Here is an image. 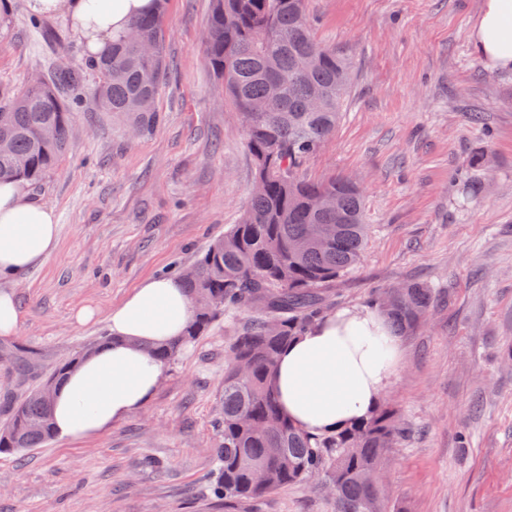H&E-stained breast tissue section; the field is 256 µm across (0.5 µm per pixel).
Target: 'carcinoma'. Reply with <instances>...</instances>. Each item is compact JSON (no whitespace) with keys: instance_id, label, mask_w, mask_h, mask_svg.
Wrapping results in <instances>:
<instances>
[{"instance_id":"1","label":"carcinoma","mask_w":512,"mask_h":512,"mask_svg":"<svg viewBox=\"0 0 512 512\" xmlns=\"http://www.w3.org/2000/svg\"><path fill=\"white\" fill-rule=\"evenodd\" d=\"M166 3L156 0L153 13L130 25L154 51L121 36L79 69L56 70L20 96L0 94V137L10 141L9 151H0V180L37 183L58 165L69 149L87 75L95 78L93 93L103 111L126 117L136 133L156 125L166 76ZM204 53L235 108L252 114L247 147L261 188L250 192L240 221L198 256L193 276L182 277L194 317L184 336L155 349V357L169 363L221 318L235 322L240 312H251L238 324L224 372L217 417L222 443L215 449L210 494L224 502V512H246V505L269 493L315 481L331 492L336 512H387L383 487L369 485L364 474L383 468L398 435L394 412L381 406L359 424L312 435L282 415L269 387L281 350L322 320L324 290L358 263L370 234L357 186L300 175L344 116L351 63L316 38L307 0H212ZM303 58L309 60L304 71ZM273 82L281 87L277 98L269 93ZM326 197L334 199L330 209L323 206ZM317 224L335 226L334 234L297 250ZM374 302L406 331L426 319L435 292L409 283L377 294ZM85 355L60 365L47 383L60 384ZM51 412L40 391L31 393L0 427V453L48 443Z\"/></svg>"}]
</instances>
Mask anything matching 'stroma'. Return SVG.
I'll use <instances>...</instances> for the list:
<instances>
[{
	"label": "stroma",
	"mask_w": 512,
	"mask_h": 512,
	"mask_svg": "<svg viewBox=\"0 0 512 512\" xmlns=\"http://www.w3.org/2000/svg\"><path fill=\"white\" fill-rule=\"evenodd\" d=\"M482 0H308L319 39L352 61L343 120L301 170L339 175L365 197L371 233L338 278L330 311L369 306L406 283L434 288L427 322L401 335L382 402L405 430L388 452V512H512V70L488 67L471 26ZM211 0H168L169 73L152 131L132 134L85 94L67 154L31 200L54 208L58 246L1 278L23 322L0 337V426L61 363L108 335L106 316L150 277H179L245 210L255 167L239 112L203 47ZM0 91L87 54L68 15L31 28L11 0ZM483 122H475V113ZM479 197L461 206L472 154ZM95 306L96 321L74 323ZM236 326L216 322L164 368L146 406L100 436L0 454V512H224L209 494L215 426ZM256 512H335L309 485Z\"/></svg>",
	"instance_id": "35a3bbf8"
}]
</instances>
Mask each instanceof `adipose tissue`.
<instances>
[{
    "mask_svg": "<svg viewBox=\"0 0 512 512\" xmlns=\"http://www.w3.org/2000/svg\"><path fill=\"white\" fill-rule=\"evenodd\" d=\"M32 10L66 12L91 52L102 54L151 0H31ZM471 40L492 68L512 69V0H484ZM59 238L52 208L34 204L19 181L0 183V277L45 259ZM194 306L181 281L144 280L107 320L111 339L88 353L57 387L55 434L88 439L139 411L158 387L163 365L154 347L182 335ZM401 360L385 313L344 308L281 352L273 385L288 419L319 434L371 416Z\"/></svg>",
    "mask_w": 512,
    "mask_h": 512,
    "instance_id": "adipose-tissue-1",
    "label": "adipose tissue"
}]
</instances>
